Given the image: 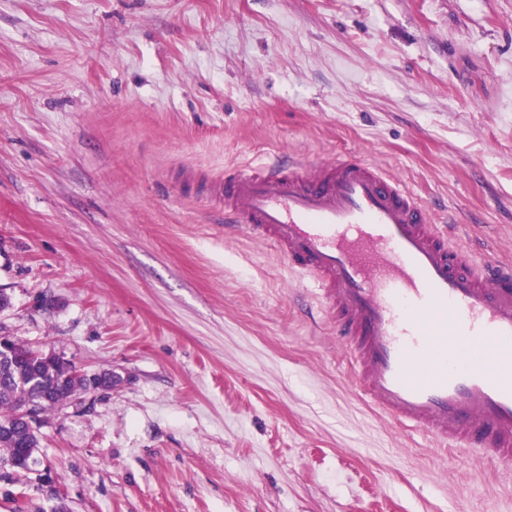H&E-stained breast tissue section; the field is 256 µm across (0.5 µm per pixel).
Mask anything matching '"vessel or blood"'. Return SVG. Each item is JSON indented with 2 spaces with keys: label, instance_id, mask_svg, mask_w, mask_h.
<instances>
[{
  "label": "vessel or blood",
  "instance_id": "vessel-or-blood-1",
  "mask_svg": "<svg viewBox=\"0 0 512 512\" xmlns=\"http://www.w3.org/2000/svg\"><path fill=\"white\" fill-rule=\"evenodd\" d=\"M224 232L274 243L314 289L363 389L434 440L512 462V261L479 258L356 155L225 168Z\"/></svg>",
  "mask_w": 512,
  "mask_h": 512
}]
</instances>
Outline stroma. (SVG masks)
I'll return each instance as SVG.
<instances>
[{"instance_id":"1","label":"stroma","mask_w":512,"mask_h":512,"mask_svg":"<svg viewBox=\"0 0 512 512\" xmlns=\"http://www.w3.org/2000/svg\"><path fill=\"white\" fill-rule=\"evenodd\" d=\"M358 154L512 252V0H0V333L106 393L40 429L71 512H512L393 424L215 181Z\"/></svg>"}]
</instances>
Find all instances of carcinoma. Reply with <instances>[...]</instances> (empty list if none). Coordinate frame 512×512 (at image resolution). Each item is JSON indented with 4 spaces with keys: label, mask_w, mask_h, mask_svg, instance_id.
<instances>
[{
    "label": "carcinoma",
    "mask_w": 512,
    "mask_h": 512,
    "mask_svg": "<svg viewBox=\"0 0 512 512\" xmlns=\"http://www.w3.org/2000/svg\"><path fill=\"white\" fill-rule=\"evenodd\" d=\"M85 390L86 375L58 354L39 352L16 337L0 347V466H12L20 482L40 447L39 430L21 415L24 406L38 403L51 412Z\"/></svg>",
    "instance_id": "cac0c4a2"
}]
</instances>
